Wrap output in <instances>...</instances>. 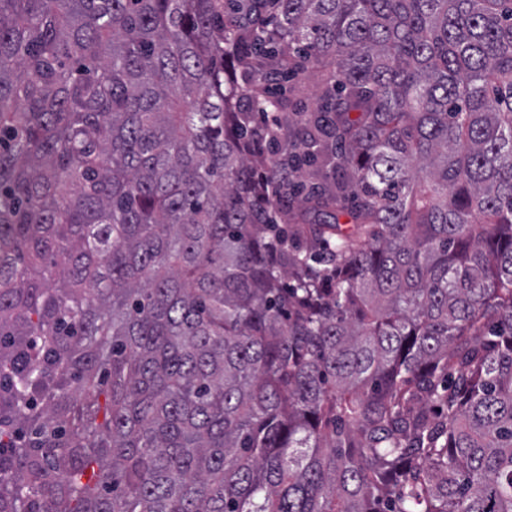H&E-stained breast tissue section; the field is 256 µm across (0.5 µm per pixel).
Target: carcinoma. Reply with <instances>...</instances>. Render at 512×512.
<instances>
[{
  "instance_id": "obj_1",
  "label": "carcinoma",
  "mask_w": 512,
  "mask_h": 512,
  "mask_svg": "<svg viewBox=\"0 0 512 512\" xmlns=\"http://www.w3.org/2000/svg\"><path fill=\"white\" fill-rule=\"evenodd\" d=\"M0 512H512V0H0Z\"/></svg>"
}]
</instances>
